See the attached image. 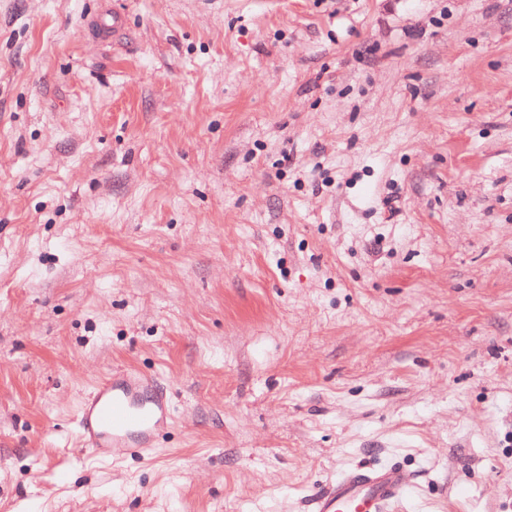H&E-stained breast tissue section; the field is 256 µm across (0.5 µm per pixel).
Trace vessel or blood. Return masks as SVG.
Segmentation results:
<instances>
[{
    "mask_svg": "<svg viewBox=\"0 0 512 512\" xmlns=\"http://www.w3.org/2000/svg\"><path fill=\"white\" fill-rule=\"evenodd\" d=\"M169 418V400L153 376L118 370L83 401L77 421L83 444L98 456L122 449L145 455ZM407 476L398 465L343 474L312 502V512H386L404 492Z\"/></svg>",
    "mask_w": 512,
    "mask_h": 512,
    "instance_id": "b4317fda",
    "label": "vessel or blood"
}]
</instances>
